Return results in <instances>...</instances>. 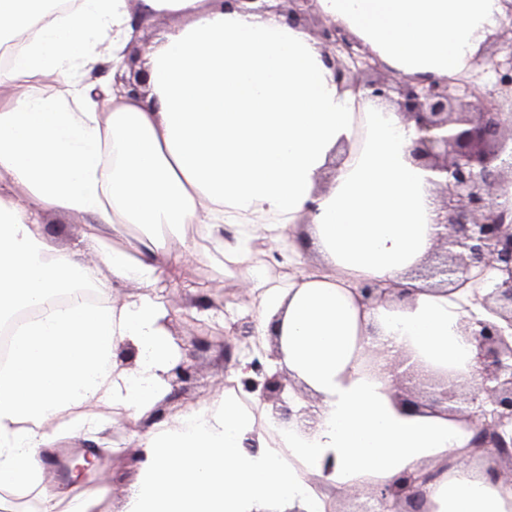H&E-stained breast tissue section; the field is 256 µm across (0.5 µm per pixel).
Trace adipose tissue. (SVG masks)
<instances>
[{"label": "adipose tissue", "mask_w": 512, "mask_h": 512, "mask_svg": "<svg viewBox=\"0 0 512 512\" xmlns=\"http://www.w3.org/2000/svg\"><path fill=\"white\" fill-rule=\"evenodd\" d=\"M137 6L189 20L147 56V98L95 95L76 78L100 60L93 33L111 36V61L123 65L128 0H81L0 71L1 86L48 70L60 82L55 97L22 94L0 109V175L27 191L0 197V320L43 307L0 370V488H40V512H96L103 485L67 501L42 488L44 450L63 429L103 421L105 410L120 406L138 419L169 396L166 375L180 352L169 308L151 288L185 254L155 237L162 225L201 224L217 238L234 226L225 253L246 254L260 236L300 266L285 285L254 280L255 333L277 330L275 365L315 397L318 419L306 430L267 411L258 426L220 397L190 419L154 423L136 437L145 460L124 512H327L311 480L389 483L446 462L467 445L470 424L401 411L392 396L390 361L402 351L478 385L463 332L471 288L434 292L410 276L435 247L441 220L434 174L412 158L414 125L340 83L319 41L284 17L205 0ZM317 8L413 79L470 77L484 43L511 20L504 0H317ZM49 213L134 224L141 236L127 251L93 237L91 265L44 235ZM310 252L319 266L308 271ZM78 277L94 283L100 305H50ZM116 281L143 291L113 302ZM366 282L390 287L388 300L361 303ZM126 342L140 351L132 370L116 359ZM424 498L428 512H512V493L461 464Z\"/></svg>", "instance_id": "ef3b65f1"}]
</instances>
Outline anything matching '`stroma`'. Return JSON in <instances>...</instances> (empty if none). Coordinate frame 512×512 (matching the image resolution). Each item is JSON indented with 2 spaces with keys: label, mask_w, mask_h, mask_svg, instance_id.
Instances as JSON below:
<instances>
[{
  "label": "stroma",
  "mask_w": 512,
  "mask_h": 512,
  "mask_svg": "<svg viewBox=\"0 0 512 512\" xmlns=\"http://www.w3.org/2000/svg\"><path fill=\"white\" fill-rule=\"evenodd\" d=\"M41 223L44 234L66 251L86 252L88 231H96L101 236L112 233L111 225L99 224L92 228L77 214H47ZM186 243L192 247L191 257L159 282L157 290L176 308L170 319L172 336L185 344L191 343L193 337L204 336L210 346L194 351L191 377L182 383L179 395L166 399L160 412L133 421L127 419L123 410L117 409L110 422L84 427L78 435L68 437L67 442L72 447L91 449L94 467L78 480L68 478L60 462L44 470V483L53 487L60 497H72L87 486L103 482L108 493L100 512H123L143 458L142 450L134 446V434L146 432L157 421L186 414L224 391V315L231 312L242 318L256 312L251 301L238 297V281L246 277L247 271L242 267L233 271L227 268L224 256L215 249L202 225H183L178 237L167 241L173 250L181 249Z\"/></svg>",
  "instance_id": "obj_1"
}]
</instances>
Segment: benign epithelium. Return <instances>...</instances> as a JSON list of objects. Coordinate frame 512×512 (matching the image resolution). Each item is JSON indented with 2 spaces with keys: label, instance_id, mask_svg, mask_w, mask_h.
<instances>
[{
  "label": "benign epithelium",
  "instance_id": "1",
  "mask_svg": "<svg viewBox=\"0 0 512 512\" xmlns=\"http://www.w3.org/2000/svg\"><path fill=\"white\" fill-rule=\"evenodd\" d=\"M224 7L255 14L275 13L292 24L304 25L321 44L336 76L370 95L396 105L405 120L414 123L418 137L412 157L437 173L432 180L444 212L437 241L444 258L429 273L419 276L428 288H461L469 283L485 289L483 309L507 324L469 320L465 335L477 348L475 371L478 393L457 382L456 372L440 375L422 402L402 393L401 382L416 368L401 355L393 364L394 398L413 411L441 410L472 425L483 444L463 462L489 460L484 469L495 483L512 484V450L493 442L512 429V208L501 199L512 188V23L495 42L503 48L475 57L473 66L488 76L481 84L417 81L387 70L347 33L317 11L316 0H224ZM128 94L136 96L146 85L143 70L121 78ZM265 352L253 357L247 369L254 376L242 379L244 389L260 391L278 419H296L304 428L313 419V407L294 411L288 403V374L272 372ZM432 477L427 470L391 483L354 486L346 491L349 512H424V497L417 485Z\"/></svg>",
  "mask_w": 512,
  "mask_h": 512
}]
</instances>
